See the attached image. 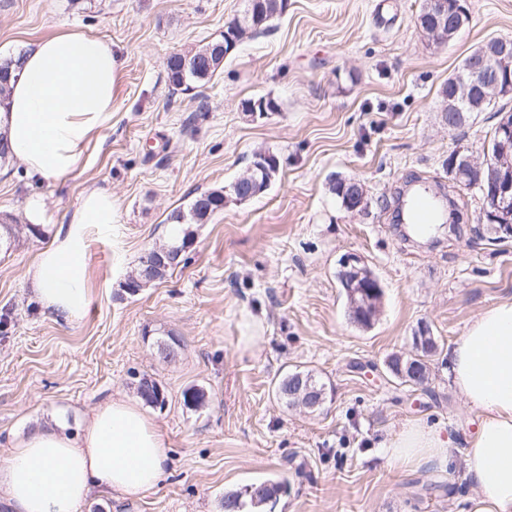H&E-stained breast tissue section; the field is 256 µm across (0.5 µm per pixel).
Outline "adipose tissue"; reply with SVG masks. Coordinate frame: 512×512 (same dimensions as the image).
I'll return each mask as SVG.
<instances>
[{
  "label": "adipose tissue",
  "instance_id": "adipose-tissue-1",
  "mask_svg": "<svg viewBox=\"0 0 512 512\" xmlns=\"http://www.w3.org/2000/svg\"><path fill=\"white\" fill-rule=\"evenodd\" d=\"M0 136L9 154L38 179L60 182L79 168L94 136L112 123L119 62L110 42L63 32L32 43L17 58ZM26 217L49 225L41 199ZM112 223L111 192L86 190L68 221L52 226L26 277L36 301L56 320L82 321L91 304L89 226ZM452 385L477 413L463 442L466 478L477 490L474 512H512V299L483 311L447 352ZM451 430L423 420L401 425L383 442L401 465L452 461ZM169 450L152 418L125 399L94 407L79 436L54 419L16 439L0 457V504L8 512H81L92 490L137 498L154 489Z\"/></svg>",
  "mask_w": 512,
  "mask_h": 512
}]
</instances>
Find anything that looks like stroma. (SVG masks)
<instances>
[{
    "instance_id": "stroma-1",
    "label": "stroma",
    "mask_w": 512,
    "mask_h": 512,
    "mask_svg": "<svg viewBox=\"0 0 512 512\" xmlns=\"http://www.w3.org/2000/svg\"><path fill=\"white\" fill-rule=\"evenodd\" d=\"M377 2L289 0L203 86L173 93L169 55L219 37L244 0H0L1 58L78 30L110 41L120 61L112 125L72 177L53 183L15 160L0 166V215L19 225L0 251V456L52 414L79 434L97 404L137 400L147 375L167 399L147 412L167 440L169 470L138 499L92 491L82 512H224L226 493L268 480L285 486L274 512H472L461 449L448 469L395 467L379 445L414 420L464 438L475 413L451 389L447 362H434L423 389L397 384L386 360L410 351L419 324L448 347L512 298V239L474 233L484 201L466 190L457 193L461 234L437 227L428 246L404 242L391 212L399 182L451 185L449 153L488 140L498 114L448 128L441 89L483 41L512 39V0H466L469 24L441 46L416 25L423 0ZM259 97L274 108L250 116L244 104ZM261 149L279 159L269 189L190 226L166 279L127 293L140 258L169 241L168 215L230 186ZM336 176L364 184V210L330 193ZM90 187L111 192L114 223L88 229L92 301L68 325L26 282L50 237L29 233L25 209L41 197L50 223H61ZM348 253L365 257L383 289L367 329L350 321L337 279ZM172 338L180 348L169 362L158 344ZM295 369L326 384L321 410L275 396L274 380ZM193 385L207 394L197 410L182 401ZM430 480L438 490H422Z\"/></svg>"
}]
</instances>
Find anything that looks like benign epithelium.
I'll return each mask as SVG.
<instances>
[{
  "label": "benign epithelium",
  "mask_w": 512,
  "mask_h": 512,
  "mask_svg": "<svg viewBox=\"0 0 512 512\" xmlns=\"http://www.w3.org/2000/svg\"><path fill=\"white\" fill-rule=\"evenodd\" d=\"M267 20L261 2L256 0L246 18H237L224 25L223 56L237 46L236 26L260 28ZM470 21L468 10L456 0L453 12H448L446 0H428V7L417 17L419 28L429 33L439 44L454 39ZM507 96L512 97V39L495 38L481 44L463 63L461 72L448 79V93L443 95L442 112L448 114L445 124L453 128L464 124L469 113ZM512 150V122L498 125L494 148L482 152L456 149L448 155V175L464 189L477 191L485 201L478 223L492 225L496 234L512 236V169L500 164V156ZM272 164L267 153L255 155L250 175L236 180L230 186L231 194L246 200L258 183L256 175ZM337 190L350 211H361L366 206V189L354 178H335ZM337 277L348 297V310L353 323L368 328L373 325L383 295L377 276L359 254L342 257ZM288 396L306 410L321 407L326 390L316 388L311 379L298 373L288 379Z\"/></svg>",
  "instance_id": "1"
}]
</instances>
